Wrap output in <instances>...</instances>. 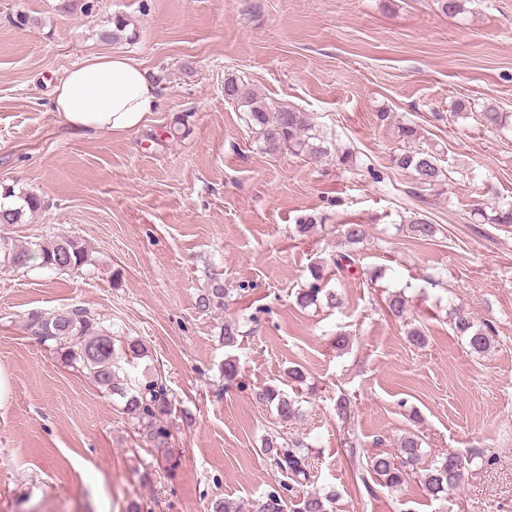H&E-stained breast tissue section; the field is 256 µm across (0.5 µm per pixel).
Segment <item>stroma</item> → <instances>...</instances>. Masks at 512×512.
<instances>
[{
    "instance_id": "stroma-1",
    "label": "stroma",
    "mask_w": 512,
    "mask_h": 512,
    "mask_svg": "<svg viewBox=\"0 0 512 512\" xmlns=\"http://www.w3.org/2000/svg\"><path fill=\"white\" fill-rule=\"evenodd\" d=\"M116 15L135 38H100ZM113 53L148 69L158 110L133 132L74 136L53 90ZM232 79L307 113L355 166L262 151L224 96ZM487 104L512 115V0H467L453 17L436 0H98L89 15L73 0H0V181L45 203L11 234L70 232L93 258L79 274L0 270V512L246 504L282 479L261 450L273 418L253 393L295 365L315 391L290 432L310 445L316 489L335 492L332 512H512V225L476 214L512 201V130L480 124ZM403 123L438 153L448 185L425 190L394 167ZM418 213L439 225L434 239L405 230ZM308 215L324 222L303 237L295 225ZM343 224L367 230L358 264L328 267L335 304L299 307L311 262L335 255ZM210 272L232 293L205 315L196 298ZM395 291L401 318L386 304ZM76 306L146 343L125 370L171 390L169 449L142 441L121 405L29 335L31 315ZM459 313L487 328L489 352L467 350ZM228 322L240 326L230 348ZM231 354L241 371L228 382ZM409 431L427 460L470 458L446 499L421 475L391 490L367 470Z\"/></svg>"
}]
</instances>
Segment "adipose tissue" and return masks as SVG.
I'll return each instance as SVG.
<instances>
[{
  "label": "adipose tissue",
  "mask_w": 512,
  "mask_h": 512,
  "mask_svg": "<svg viewBox=\"0 0 512 512\" xmlns=\"http://www.w3.org/2000/svg\"><path fill=\"white\" fill-rule=\"evenodd\" d=\"M158 104L147 70L120 54L85 59L67 71L53 95L62 124L86 137L137 130Z\"/></svg>",
  "instance_id": "obj_1"
}]
</instances>
